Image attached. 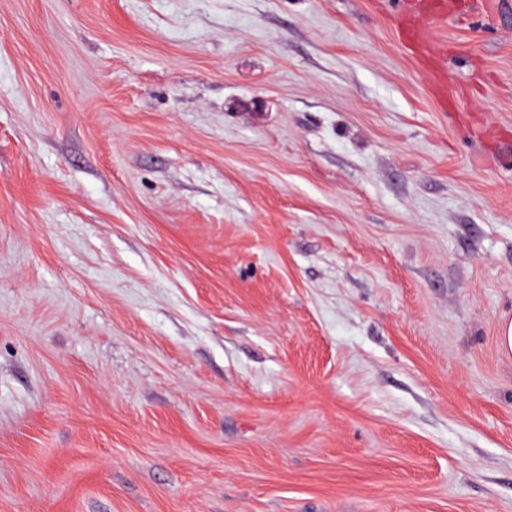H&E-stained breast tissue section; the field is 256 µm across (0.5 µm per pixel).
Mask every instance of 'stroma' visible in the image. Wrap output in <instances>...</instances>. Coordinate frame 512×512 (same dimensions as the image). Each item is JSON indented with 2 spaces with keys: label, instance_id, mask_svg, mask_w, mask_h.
Returning a JSON list of instances; mask_svg holds the SVG:
<instances>
[{
  "label": "stroma",
  "instance_id": "1",
  "mask_svg": "<svg viewBox=\"0 0 512 512\" xmlns=\"http://www.w3.org/2000/svg\"><path fill=\"white\" fill-rule=\"evenodd\" d=\"M0 0V512H512V0Z\"/></svg>",
  "mask_w": 512,
  "mask_h": 512
}]
</instances>
